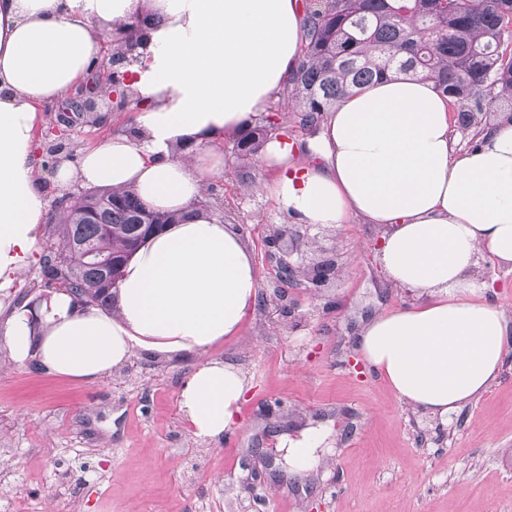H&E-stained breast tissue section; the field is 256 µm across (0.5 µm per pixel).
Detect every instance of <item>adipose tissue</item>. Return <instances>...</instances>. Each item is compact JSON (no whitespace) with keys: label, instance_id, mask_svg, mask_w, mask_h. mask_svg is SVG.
Masks as SVG:
<instances>
[{"label":"adipose tissue","instance_id":"obj_1","mask_svg":"<svg viewBox=\"0 0 512 512\" xmlns=\"http://www.w3.org/2000/svg\"><path fill=\"white\" fill-rule=\"evenodd\" d=\"M110 30L140 36L120 67L139 120L79 148L78 162L60 159L55 183L129 193L181 219L130 258L110 308L78 311L59 292L33 314L12 301L50 208L35 168L38 115L91 74ZM302 39L296 0H0V308L15 366L34 356L50 374L94 382L136 349L192 353L238 333L259 278L241 234L207 203L224 172L210 145L266 111ZM448 107L432 81L391 76L328 112L311 158L278 136L258 156L274 173L265 192L293 223L382 228L380 267L418 301L372 317L356 349L398 399L443 420L493 384L512 348V317L473 275L484 258L512 269V121L458 153ZM249 388L232 363L197 365L179 394L193 434L221 438ZM323 441L316 429L280 440L289 472L315 465Z\"/></svg>","mask_w":512,"mask_h":512}]
</instances>
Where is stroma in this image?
<instances>
[{"label":"stroma","instance_id":"obj_1","mask_svg":"<svg viewBox=\"0 0 512 512\" xmlns=\"http://www.w3.org/2000/svg\"><path fill=\"white\" fill-rule=\"evenodd\" d=\"M137 101L102 126L75 125L64 151L133 127ZM272 134L308 148L285 94L267 111ZM236 137L208 197L242 234L259 301L237 336L193 355L142 352L96 382L36 364L16 367L0 335V512H512V351L491 387L449 421L415 412L357 359L374 315L413 304L389 285L376 257L381 228L289 223L263 184L271 174L239 156ZM303 242V262L331 259L321 288L283 286L266 240ZM236 363L250 381L234 445L196 438L179 408L195 365ZM330 427L326 462L288 473L280 437Z\"/></svg>","mask_w":512,"mask_h":512}]
</instances>
